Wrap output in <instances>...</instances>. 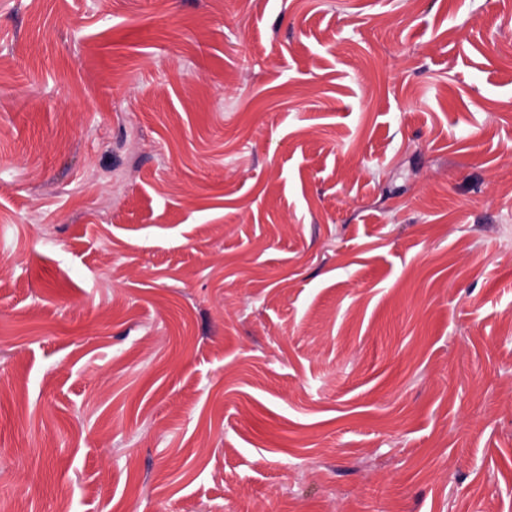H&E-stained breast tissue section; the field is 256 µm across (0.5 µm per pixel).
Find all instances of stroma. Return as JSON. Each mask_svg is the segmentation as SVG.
<instances>
[{
    "instance_id": "stroma-1",
    "label": "stroma",
    "mask_w": 512,
    "mask_h": 512,
    "mask_svg": "<svg viewBox=\"0 0 512 512\" xmlns=\"http://www.w3.org/2000/svg\"><path fill=\"white\" fill-rule=\"evenodd\" d=\"M0 512H512V0H0Z\"/></svg>"
}]
</instances>
